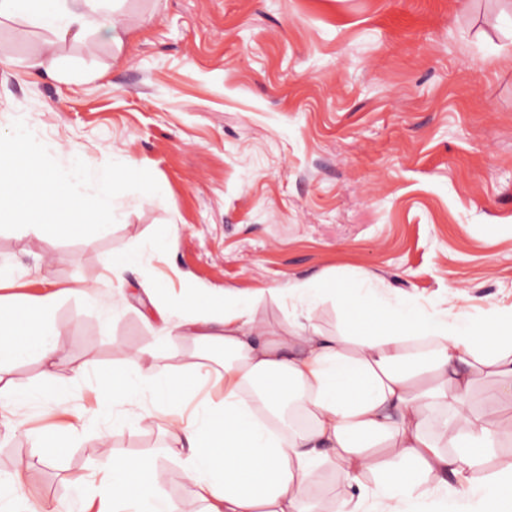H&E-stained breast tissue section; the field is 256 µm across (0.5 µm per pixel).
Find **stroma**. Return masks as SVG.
<instances>
[{"instance_id": "1", "label": "stroma", "mask_w": 512, "mask_h": 512, "mask_svg": "<svg viewBox=\"0 0 512 512\" xmlns=\"http://www.w3.org/2000/svg\"><path fill=\"white\" fill-rule=\"evenodd\" d=\"M115 18L122 48L95 34L63 46L84 66L67 81L24 65L48 32L0 18V55L18 61L0 69V132L22 118L60 163L72 150L95 170L131 159L161 189L119 195L116 223L89 238L0 231V264L25 294L91 286L54 313L67 359L101 370L139 348L181 349L112 275L113 259L162 233L163 252L142 260L173 307L188 279L281 288L331 270L425 304L457 290L478 317L512 305V0H120ZM10 377L54 397L7 408L0 472L39 456L62 409L86 422L29 472L32 499L66 504L76 482L94 492L104 440L151 453L163 495L189 499L158 429L133 412L112 425L96 381L72 394L66 369L34 357Z\"/></svg>"}]
</instances>
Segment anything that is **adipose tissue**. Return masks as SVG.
Returning a JSON list of instances; mask_svg holds the SVG:
<instances>
[{"mask_svg":"<svg viewBox=\"0 0 512 512\" xmlns=\"http://www.w3.org/2000/svg\"><path fill=\"white\" fill-rule=\"evenodd\" d=\"M113 0H0V17L19 16L51 38L30 69L55 74L60 48L98 33L124 44ZM0 297V403L49 401L44 388H17L7 366L28 354L54 367L63 359L62 328L52 315L62 294ZM287 295L298 314L270 331L263 305ZM333 302L339 322L328 333L316 311ZM163 326L187 348L179 365L136 350L99 394L112 406L143 405L141 422L162 430L183 458L191 500L159 494L163 471L147 454L105 449L109 477L97 490L98 512H306L324 471L340 488L329 512H512V465L478 482L488 452L512 438V308L468 312L428 307L383 288L367 274L338 287L329 276L292 280L284 290L203 288L189 283L179 307L156 306ZM206 348L222 350L218 371L204 370ZM493 412L463 405L479 380ZM219 389V402L184 417L181 396Z\"/></svg>","mask_w":512,"mask_h":512,"instance_id":"obj_1","label":"adipose tissue"}]
</instances>
